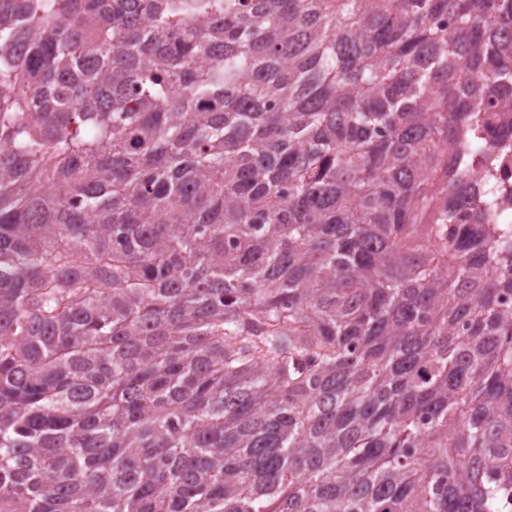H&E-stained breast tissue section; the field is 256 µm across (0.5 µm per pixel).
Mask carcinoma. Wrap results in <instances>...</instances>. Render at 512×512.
I'll use <instances>...</instances> for the list:
<instances>
[{
	"label": "carcinoma",
	"instance_id": "carcinoma-1",
	"mask_svg": "<svg viewBox=\"0 0 512 512\" xmlns=\"http://www.w3.org/2000/svg\"><path fill=\"white\" fill-rule=\"evenodd\" d=\"M485 100L512 0H0V512H503Z\"/></svg>",
	"mask_w": 512,
	"mask_h": 512
}]
</instances>
